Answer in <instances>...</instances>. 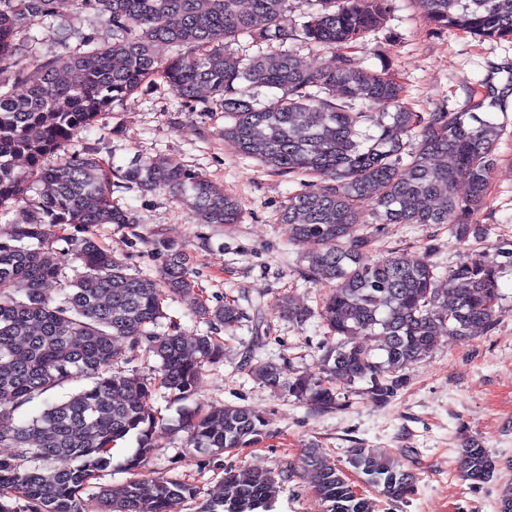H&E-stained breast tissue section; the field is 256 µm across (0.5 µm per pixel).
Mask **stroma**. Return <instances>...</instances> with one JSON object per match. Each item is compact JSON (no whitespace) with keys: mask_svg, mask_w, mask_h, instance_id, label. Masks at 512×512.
<instances>
[{"mask_svg":"<svg viewBox=\"0 0 512 512\" xmlns=\"http://www.w3.org/2000/svg\"><path fill=\"white\" fill-rule=\"evenodd\" d=\"M354 66L394 77L407 103L418 112H458L481 99L488 78L504 81L512 65V38H481L430 22L422 0H394L384 23L355 47L345 49ZM502 127L484 206L472 218L478 231L458 242L444 224H380L365 261L388 255L428 254L439 279L457 265L480 259L500 286L492 325L467 342L438 337L433 350L407 372L406 387L378 403L352 384L343 406L317 412L245 370L252 353L281 367L283 378L320 376V356L329 344L317 316L296 322L275 302L292 294L315 306L322 287L308 271V244L288 239L279 216L297 185L291 176L262 167L239 154L224 138V114L215 106L188 104L162 80L143 85L78 136L97 148L114 168L166 156L205 174L235 196L240 223L224 227L197 223L193 213L166 191L143 192L135 185L115 189L113 199L128 209L135 230L105 225L102 242L125 258L131 272L157 277L161 260L153 242L163 237L190 255L209 305L234 296L251 320L234 331L219 362L206 368L194 402L212 408L244 405L263 413L273 436L240 454L210 457L186 454L182 434L172 431L180 404L155 397L166 421L153 436L154 451L141 470L186 477L197 489L180 512H198L217 493L225 467L267 470L279 475L281 491L271 512H323L298 464L302 448L316 444L337 464L347 449H377L421 480L404 502H381L379 512H496L500 490L512 483V107L493 111ZM479 438L499 462L495 476L475 483L461 478L457 450Z\"/></svg>","mask_w":512,"mask_h":512,"instance_id":"1","label":"stroma"}]
</instances>
